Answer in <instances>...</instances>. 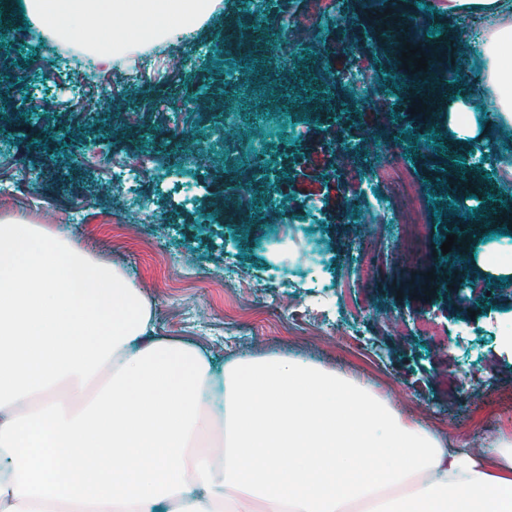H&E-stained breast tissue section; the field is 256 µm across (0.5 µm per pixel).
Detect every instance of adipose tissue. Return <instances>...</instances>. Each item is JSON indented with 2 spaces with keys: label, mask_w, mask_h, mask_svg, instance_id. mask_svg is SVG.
<instances>
[{
  "label": "adipose tissue",
  "mask_w": 512,
  "mask_h": 512,
  "mask_svg": "<svg viewBox=\"0 0 512 512\" xmlns=\"http://www.w3.org/2000/svg\"><path fill=\"white\" fill-rule=\"evenodd\" d=\"M95 60L198 28L219 0H20ZM491 17L477 86L512 128V0ZM0 512H512V438L446 447L366 385L285 357L213 374L157 336L125 272L21 217H0Z\"/></svg>",
  "instance_id": "ef3b65f1"
}]
</instances>
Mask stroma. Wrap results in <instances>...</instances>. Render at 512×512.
I'll list each match as a JSON object with an SVG mask.
<instances>
[{
    "label": "stroma",
    "mask_w": 512,
    "mask_h": 512,
    "mask_svg": "<svg viewBox=\"0 0 512 512\" xmlns=\"http://www.w3.org/2000/svg\"><path fill=\"white\" fill-rule=\"evenodd\" d=\"M424 13L415 39L443 92L422 107L398 75L397 37L405 18ZM309 17L321 37L305 51H287L286 35ZM463 14L420 0H334L328 16L310 0H280L266 11L263 33L285 57L278 81L312 70L334 77L354 147L341 162L316 144L323 124L316 99L295 150L270 158L288 231L273 224H227L211 206L209 187L224 167V147L249 149V100L232 121L193 107L203 94L227 91L232 67L223 52V24L246 25L237 0H222L183 43L184 64H171L172 37L115 55L110 71L88 72L84 38L64 39L14 16L0 37V216H20L124 269L153 304L157 335L198 344L214 367L235 358L288 357L320 364L360 383L447 438L452 448H492L512 435V275L485 271L491 244L512 255V225L494 211L512 209V174L499 164L512 154V129L489 124L485 160L472 165L470 144L448 122V109L478 90L471 66L454 46ZM39 97L36 109L24 106ZM402 117L409 166L428 204L433 229L424 240L395 224L407 207L379 177L391 137L389 108ZM54 132L57 149L44 163L31 147L34 131ZM469 171L479 186L468 199L449 197V176ZM336 175L328 192L325 177ZM380 198L376 215L363 192ZM472 214L459 255L469 280L466 303L448 299L435 274L443 242ZM319 261H312V253ZM437 323L421 335L418 319Z\"/></svg>",
    "instance_id": "1"
}]
</instances>
